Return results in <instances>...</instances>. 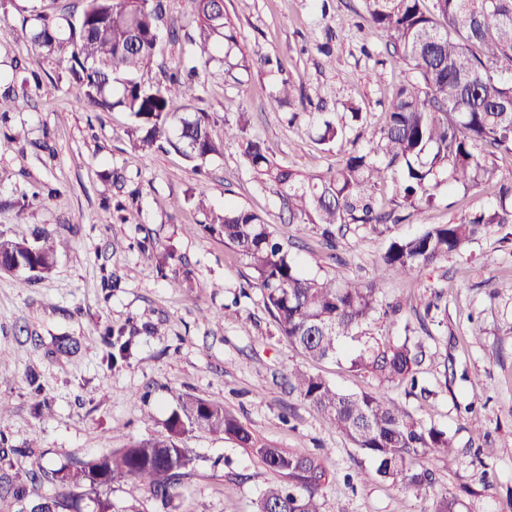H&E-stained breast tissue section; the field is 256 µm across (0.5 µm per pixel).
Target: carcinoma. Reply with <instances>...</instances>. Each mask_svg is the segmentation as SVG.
<instances>
[{"instance_id":"1","label":"carcinoma","mask_w":512,"mask_h":512,"mask_svg":"<svg viewBox=\"0 0 512 512\" xmlns=\"http://www.w3.org/2000/svg\"><path fill=\"white\" fill-rule=\"evenodd\" d=\"M365 19L379 31L386 51L417 74L398 89L387 108L385 125L366 152H354L328 177L304 176L284 168L260 140L247 136L248 119L224 121V138L242 141L243 154L261 184L276 187L298 224H320L325 245L335 247L336 229L358 224L375 233L389 230L394 212L374 203L377 186L391 181L399 192L398 207L418 210L431 204L444 186L476 190L498 187L497 202L455 224H438L421 232L394 237L369 281L308 276L297 257L273 236L257 213L240 206L206 212L202 230L218 236L253 272L264 305L283 336L306 356H336L341 339L357 334L379 312L378 284L389 274L410 276L460 253L491 224H512V179L494 162L512 153V0H363ZM195 28L186 33L190 58L171 68L159 62L160 35L171 41L179 33L167 16L166 0H79L55 14L37 12L31 41L60 63L82 86L79 103L108 112L116 107L130 114L128 130L143 151L171 147L193 161L221 153L205 112L171 111L173 100L195 99L196 60L224 65L225 74L250 73L270 61L234 55L237 32L219 0H194ZM158 72L161 78L145 77ZM23 112L28 99L0 96L3 104ZM345 126L323 120L319 141L331 142ZM70 242L42 230L33 239H17L0 231V263L28 267L29 280L48 275L57 248ZM426 352L405 336L398 344L364 345L352 360L355 370L370 372L381 383L407 382L418 387ZM290 393L323 414L340 434L375 461L381 478L416 489L432 486V474L411 467L419 455L448 453V433L414 420L389 404L385 393L350 394L318 375L295 370ZM194 430L222 434L251 449L284 482L266 490L257 512H322V490L329 474L322 460L298 456L258 441L224 406L200 397L180 398L165 424V433L113 448L68 468L52 469L41 461L27 473L30 482L45 479L69 488L45 497L29 512H81L88 496L93 512H112L102 489L122 478L145 485L163 502L179 496L190 463L183 436ZM465 504L452 493L438 494L434 512H463Z\"/></svg>"}]
</instances>
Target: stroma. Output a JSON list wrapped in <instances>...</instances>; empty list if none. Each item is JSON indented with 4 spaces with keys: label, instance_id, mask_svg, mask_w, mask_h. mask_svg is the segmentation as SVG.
Returning <instances> with one entry per match:
<instances>
[{
    "label": "stroma",
    "instance_id": "stroma-1",
    "mask_svg": "<svg viewBox=\"0 0 512 512\" xmlns=\"http://www.w3.org/2000/svg\"><path fill=\"white\" fill-rule=\"evenodd\" d=\"M63 4L0 0V78L31 99L30 110L12 115L24 137L0 155V231L29 239L46 230L70 242L37 282L0 271V399L10 406L0 432L20 450L8 469L14 482H25L34 461L56 469L163 432L178 395L190 394L223 404L257 440L323 458L330 474L324 512H433L435 492L446 490L459 494L468 512H512V293L494 288L512 276V236L491 226L463 254L406 278L387 277L379 298L401 304L400 314L376 316L335 358L314 362L280 334L260 291L247 288L245 262L201 228L195 196L203 189L208 208H249L277 237L300 239L297 256L308 273L372 277L387 236L352 229L336 251L318 247L319 225L291 224L280 194L259 183L239 143L224 137L225 121L246 113L250 134L276 162L304 175H327L366 147L395 90L415 74L384 52L362 0H224L242 52L280 62L300 99L281 103L278 76L263 68L240 84L219 70L202 79L195 101L173 104L178 113H209L212 133L224 143L200 166L170 148L135 149L128 113L78 105L80 85L31 45L22 24L31 10L51 13ZM322 45L331 56L319 53ZM351 104L361 121L346 124L336 141L318 143L316 116L346 123ZM33 186L51 193L16 218L11 202ZM495 199L491 187L443 191L393 233L455 223ZM435 295L447 313L420 329ZM407 325L427 351L420 375L426 398L350 365L361 344L403 340ZM108 327L131 337L126 358L110 360ZM296 369L346 392H385L415 419L447 431V454L415 463L432 472L433 490L378 477L370 457L289 395ZM33 373L38 395L28 384ZM43 398L51 404L44 413L37 409ZM184 446L191 462L169 507L128 478L112 485L114 508L134 501L142 512H257L265 490L281 481L251 449L222 435L195 431Z\"/></svg>",
    "mask_w": 512,
    "mask_h": 512
}]
</instances>
